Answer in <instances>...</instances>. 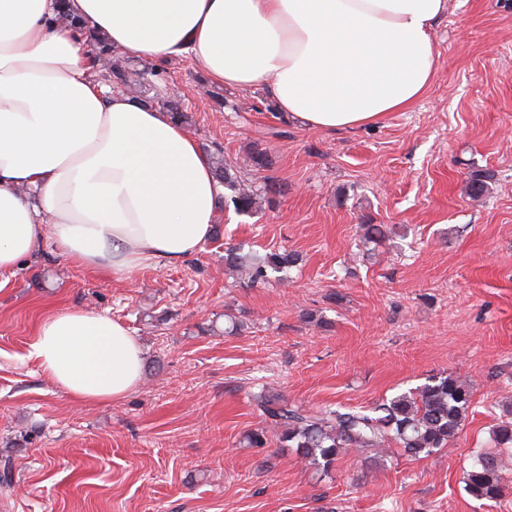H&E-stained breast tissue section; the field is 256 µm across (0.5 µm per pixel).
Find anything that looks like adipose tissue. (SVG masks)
I'll use <instances>...</instances> for the list:
<instances>
[{
    "mask_svg": "<svg viewBox=\"0 0 512 512\" xmlns=\"http://www.w3.org/2000/svg\"><path fill=\"white\" fill-rule=\"evenodd\" d=\"M0 0V276L52 244L117 280L180 263L211 236L222 187L162 110L99 87L87 37L162 63L189 55L206 80L263 88L278 112L325 131L409 108L436 68L447 0ZM40 372L81 404L133 392L143 351L80 307L44 319Z\"/></svg>",
    "mask_w": 512,
    "mask_h": 512,
    "instance_id": "adipose-tissue-1",
    "label": "adipose tissue"
}]
</instances>
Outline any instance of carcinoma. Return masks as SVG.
Wrapping results in <instances>:
<instances>
[{"instance_id":"cac0c4a2","label":"carcinoma","mask_w":512,"mask_h":512,"mask_svg":"<svg viewBox=\"0 0 512 512\" xmlns=\"http://www.w3.org/2000/svg\"><path fill=\"white\" fill-rule=\"evenodd\" d=\"M89 58L115 56V50L107 39L96 36L86 43ZM112 75L122 85L130 88L155 87L165 81L166 71L157 67L130 70L113 63ZM141 104L158 107L181 125L190 123L189 113L175 99H163L155 95L136 97ZM247 165L256 170L273 167V159L258 148L249 152ZM212 164L215 176L230 191L229 201L240 215L250 216L257 212L259 203L281 193L274 181L256 188L245 183L240 176V166L216 156ZM493 174L480 169L474 171L468 181V194L480 199L489 190ZM299 255L288 250H271L262 255L245 252L239 247L225 249V265L236 272L238 279L248 287H256L275 279L285 281L282 273L294 266ZM471 390L468 385L451 374L433 375L426 382L390 399H386L368 411L326 409L313 412L288 402L284 396L270 388L253 395V401L265 426L248 435L253 447H263L268 433H273L281 448H293L298 458L308 467L329 470L342 455L361 448L384 450L385 444L395 443L405 455L417 459L448 446L461 430L471 406ZM494 447L512 448V416L503 415L492 429ZM502 465L498 452H481L466 471L465 490L472 499L495 502L505 496L508 487L501 482Z\"/></svg>"}]
</instances>
